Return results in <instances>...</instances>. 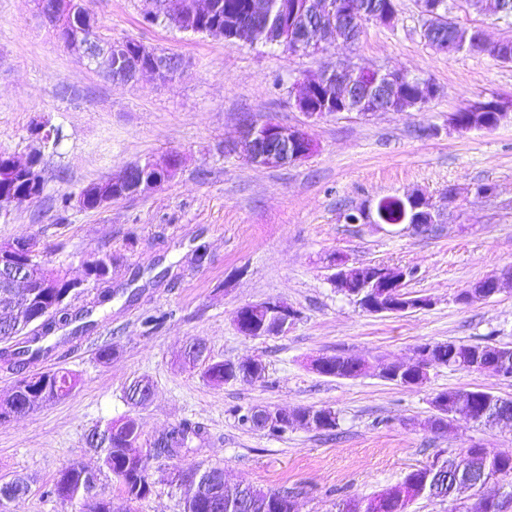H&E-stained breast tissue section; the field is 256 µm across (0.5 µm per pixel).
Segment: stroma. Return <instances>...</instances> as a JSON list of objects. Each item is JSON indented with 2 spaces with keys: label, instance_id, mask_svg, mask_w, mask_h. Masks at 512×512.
<instances>
[{
  "label": "stroma",
  "instance_id": "stroma-1",
  "mask_svg": "<svg viewBox=\"0 0 512 512\" xmlns=\"http://www.w3.org/2000/svg\"><path fill=\"white\" fill-rule=\"evenodd\" d=\"M393 26L367 24L354 42L291 52L263 44L145 25L142 0H84L101 37L134 38L180 56L184 71L160 82L107 79L67 51L36 16L33 0H0V149L42 151L41 198L14 206L0 220V241L38 239L53 266L81 278L104 253L116 259L107 284L84 281L66 304L94 308L90 336L58 344L34 371L63 368L78 383L64 399L0 424V484L26 478L29 490L11 512H75L50 496L60 471L80 462L99 469L86 436L107 421L138 419L151 439L183 420L206 428L201 447L175 459L149 458L151 496L131 512H182L169 472L202 464L223 468L228 485L286 490L296 512H336L353 495L399 482L415 466L473 445L512 455V422L479 426L456 417L433 432L426 422L438 392L480 389L512 399V378L441 366L424 385L394 384L380 365L409 360L429 342L512 347V290L470 304L458 293L512 268V122L492 131H455L448 117L466 104L512 96V63L489 56H447L421 36L415 0H398ZM451 18L481 28L489 40L512 38V18L449 0ZM400 71L430 80L437 96L421 110L310 120L294 106L295 79L338 63ZM251 116L308 126L315 152L294 164L264 168L227 153ZM62 127L57 147H41L34 123ZM177 153L176 176L153 194L92 211L58 208L64 194L116 174L149 156ZM494 187L478 199L471 190ZM419 193L438 205L432 235L388 224H350L347 212L386 197ZM206 250L197 263V250ZM359 266L408 270L406 289L428 307L370 314L336 292L332 257ZM111 302L96 306L102 287ZM276 299L297 318L287 333L239 335L238 308ZM162 317L157 328L146 317ZM203 339L214 360L261 359L258 382L208 383L181 354ZM111 348L109 360L99 351ZM343 354L365 360L356 378L323 376L313 361ZM149 378V404L124 397L128 383ZM333 407L332 432L297 426L277 436L239 424L237 409L294 411Z\"/></svg>",
  "mask_w": 512,
  "mask_h": 512
}]
</instances>
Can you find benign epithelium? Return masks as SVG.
I'll return each instance as SVG.
<instances>
[{
	"instance_id": "7a95c632",
	"label": "benign epithelium",
	"mask_w": 512,
	"mask_h": 512,
	"mask_svg": "<svg viewBox=\"0 0 512 512\" xmlns=\"http://www.w3.org/2000/svg\"><path fill=\"white\" fill-rule=\"evenodd\" d=\"M147 8L144 14L160 15L171 21L178 28L194 31L203 14L211 10V0H144ZM38 15L49 25L56 27L62 14L63 4L58 0H39L35 3ZM340 10V24L350 28L363 23L364 17L356 12L355 6L336 3ZM252 15V29L265 28L269 18L268 0H250L248 6ZM319 13L310 11L303 18L298 28H284L280 36L282 44L293 45L300 49L317 41L314 34L323 29L315 23ZM244 28L235 21L224 22V27H214L210 34L223 36L229 40H242ZM91 21H85L78 29L69 31L63 39L69 50L88 63L102 70L115 82H130L139 75L149 73L154 77L167 80L176 75L183 67L180 57L172 53H162L143 43L138 44L134 51L116 42L97 39L92 36ZM321 76L305 77L296 81L298 93L295 97L296 108L307 117L322 119L336 112L332 101L316 102L319 94ZM354 94L360 100V107L365 114L390 112L395 109L389 95L388 85L371 92L362 83L353 88ZM231 150L239 153L250 164L266 168H276L303 161L315 150V141L308 128L304 125H283L273 121H259L248 118L241 125L240 137ZM182 157L178 153H170L161 157H152L126 165L118 174L107 179L86 185L77 195L72 197L73 206L79 210L85 207L86 201L93 199L99 208L106 207L116 199L150 195L178 172ZM14 171L26 175L38 187L44 186L43 169L38 157L20 158L13 156ZM414 208L421 210L427 222L436 223L439 210L427 203L418 195L406 196ZM31 241H0V278L11 281L20 288L26 289L28 303L42 298L41 288H60L69 291L79 287L82 281L65 279V284L55 283L50 278H35L28 275V257L30 256ZM411 272L387 266L348 265L346 259L338 256L334 262V273L330 280L332 285L349 297H360L362 294L373 292L378 288L385 289L383 294L375 299L362 301V308L380 314L391 309H416L423 306L415 296L404 293L406 279ZM512 288V271H502L491 274L474 288L467 290L465 298L470 303L476 299H485ZM250 309L263 317V322L273 325V329L287 330L295 318V312L287 305L278 301H265L250 305ZM429 356V351L419 350L410 362H390L381 369L382 376L391 377L402 374L411 367H420L423 359Z\"/></svg>"
}]
</instances>
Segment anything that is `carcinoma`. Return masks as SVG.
Returning <instances> with one entry per match:
<instances>
[{
	"instance_id": "carcinoma-1",
	"label": "carcinoma",
	"mask_w": 512,
	"mask_h": 512,
	"mask_svg": "<svg viewBox=\"0 0 512 512\" xmlns=\"http://www.w3.org/2000/svg\"><path fill=\"white\" fill-rule=\"evenodd\" d=\"M64 8V27L56 32L57 38L72 27L83 23L89 11L82 0H62ZM247 0H215L219 6L218 20L224 23L227 18L241 19L246 14ZM364 17L388 8L397 11V0H357ZM288 6L296 7L295 13L301 16L305 4L312 3L321 7L320 18L323 22H337L336 12L332 6L336 0H287ZM421 20V32L428 45L438 39L448 42V55L461 52H479L483 31L478 27L462 26L448 16V0H416ZM292 11L281 13L274 11L273 22L268 30H260L253 34L252 41L278 43L277 30L288 25ZM3 191L27 192L40 197L41 191L34 189L27 180L16 176L5 184L0 181ZM382 223H407L411 220L408 207L397 197L380 200ZM93 310L86 309L71 314L62 309L54 316L36 322L33 320L32 308L23 304L22 291L13 288L10 283L0 280V321L10 323L11 330L19 334L25 330L33 332V337L26 345L13 350L0 352L4 364L13 371L20 373L12 393L0 397V424L6 423L13 415L26 409L34 410L45 403L68 396L77 384V377L68 370L42 371L28 375L22 374L23 369L46 356L54 346L47 345L44 340L58 329L70 328V334L76 336L86 333L95 326L91 320ZM193 350L185 355L192 366L206 364L203 378L215 384H228L234 372L242 370V365L233 360L214 361L208 354L202 339L196 338ZM432 359L440 365L467 372H482L484 366L498 359H506L508 367L502 373L504 377H512V347L494 344H469L462 342L429 344ZM329 368L323 375L335 378H353L358 375L355 362L350 357L332 356L328 359ZM148 384L145 379L131 381L125 389V399L133 405H143L148 395L143 387ZM446 398L442 404L441 419L448 420L458 415L467 418L477 425L487 426L500 417V410L505 408L512 412V400L503 399L483 390L458 389L437 393L431 404L438 399ZM302 427L320 431L325 428L338 427V413L332 407L320 409L301 408L294 411L287 420V425L269 427L267 433L276 435L284 432L296 422ZM206 428L199 422L184 420L171 429L154 437L148 443L146 456L173 458L182 452L194 448L204 441ZM142 431L136 419L126 417L110 420L104 426L96 427L90 437V447L101 455L103 467L115 475L124 487V494L129 501L146 498L152 491V482L147 464L131 453L133 448H141ZM487 470L497 478L512 484V456L489 455L478 445L463 448L453 458L439 464L420 466L409 471L401 481L387 487L372 496H357L338 503L337 512H360L361 504L378 500L381 502L380 512H409L410 506L420 498L436 497L442 501L454 500L455 494L462 488L473 490L483 506L468 507L460 512H497L495 502L486 497L482 484L477 482L479 472ZM193 478L196 489L191 491L184 484V478ZM98 477V472L72 463L59 474L50 494L63 502L79 505L78 512H117L112 499L104 496L88 500L82 499L84 486ZM172 482L180 489L183 496V512H214L212 492L217 491L224 497L223 512H293L294 495L288 491H264L252 486H238L232 490L224 489V469L220 467L196 466L188 472L178 470L173 473Z\"/></svg>"
}]
</instances>
